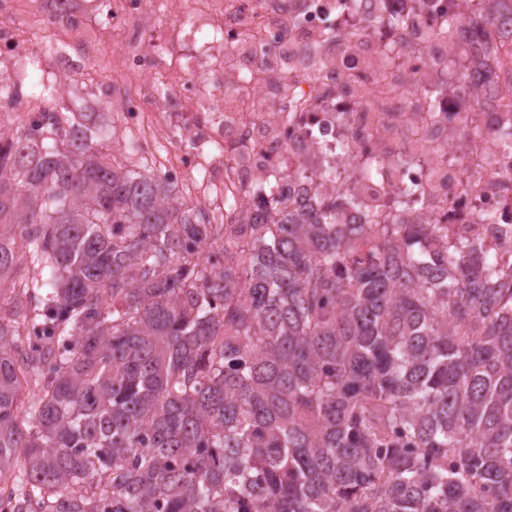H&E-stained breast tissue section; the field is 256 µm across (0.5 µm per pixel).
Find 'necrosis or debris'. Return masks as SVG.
<instances>
[{"instance_id": "necrosis-or-debris-1", "label": "necrosis or debris", "mask_w": 512, "mask_h": 512, "mask_svg": "<svg viewBox=\"0 0 512 512\" xmlns=\"http://www.w3.org/2000/svg\"><path fill=\"white\" fill-rule=\"evenodd\" d=\"M111 29L90 24L93 2ZM0 0V70L17 80L27 22L62 36L46 83L84 68L108 36L121 40L111 86L124 89L125 144L175 150L166 175L208 193L239 222L264 213L276 180L290 208L335 185L376 214L444 224L512 262V15L488 26L482 49L443 30L469 0ZM476 94L485 107L468 111ZM421 189L401 206V190Z\"/></svg>"}]
</instances>
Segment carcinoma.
Returning a JSON list of instances; mask_svg holds the SVG:
<instances>
[{
	"mask_svg": "<svg viewBox=\"0 0 512 512\" xmlns=\"http://www.w3.org/2000/svg\"><path fill=\"white\" fill-rule=\"evenodd\" d=\"M507 3L446 32L479 45ZM34 87L0 149V288L31 265L0 305L10 512H512V270L489 247L322 201L232 228Z\"/></svg>",
	"mask_w": 512,
	"mask_h": 512,
	"instance_id": "cac0c4a2",
	"label": "carcinoma"
}]
</instances>
